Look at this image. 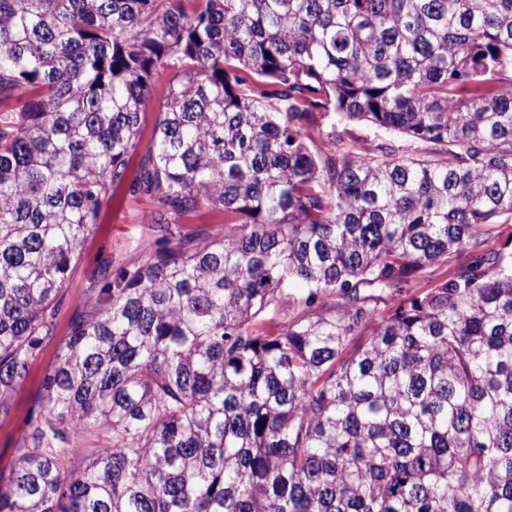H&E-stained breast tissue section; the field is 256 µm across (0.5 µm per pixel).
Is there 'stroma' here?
<instances>
[{
    "instance_id": "35a3bbf8",
    "label": "stroma",
    "mask_w": 512,
    "mask_h": 512,
    "mask_svg": "<svg viewBox=\"0 0 512 512\" xmlns=\"http://www.w3.org/2000/svg\"><path fill=\"white\" fill-rule=\"evenodd\" d=\"M168 92L166 83H156L150 90V106L142 125L141 140L130 157L125 181L113 188L112 198L104 208L92 231L86 236L79 258L73 263L56 317V332L45 340L30 361L23 380L12 393L7 409L0 413V473L9 474L15 463V443L23 433L30 414L38 406L43 380L53 364L58 347L65 341L68 326L77 311L95 302L92 292L121 267L139 262L152 240L145 218L154 208L146 195L134 192L132 185L139 177L142 161L152 149V131L158 109ZM335 134L345 147H357L363 142L391 141L402 155L420 157L429 150L428 143L391 133L367 122L340 119L336 114L317 110L309 135L321 142L327 134Z\"/></svg>"
}]
</instances>
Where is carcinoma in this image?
Segmentation results:
<instances>
[{"label":"carcinoma","mask_w":512,"mask_h":512,"mask_svg":"<svg viewBox=\"0 0 512 512\" xmlns=\"http://www.w3.org/2000/svg\"><path fill=\"white\" fill-rule=\"evenodd\" d=\"M512 0H0V410L168 94L0 512H512ZM443 147L309 148L315 109ZM209 207L224 236L177 234ZM466 252L450 280L413 281ZM483 249L512 253V221L506 224H495L490 235L486 237Z\"/></svg>","instance_id":"carcinoma-1"}]
</instances>
